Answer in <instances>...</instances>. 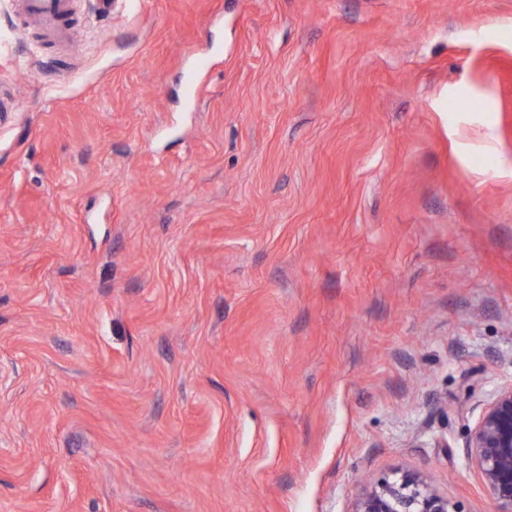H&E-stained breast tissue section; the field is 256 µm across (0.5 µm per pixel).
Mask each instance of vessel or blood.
<instances>
[{
	"instance_id": "b4317fda",
	"label": "vessel or blood",
	"mask_w": 512,
	"mask_h": 512,
	"mask_svg": "<svg viewBox=\"0 0 512 512\" xmlns=\"http://www.w3.org/2000/svg\"><path fill=\"white\" fill-rule=\"evenodd\" d=\"M16 10L38 34L36 48L60 46L76 31L71 0H19Z\"/></svg>"
}]
</instances>
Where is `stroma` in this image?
I'll use <instances>...</instances> for the list:
<instances>
[{
	"label": "stroma",
	"mask_w": 512,
	"mask_h": 512,
	"mask_svg": "<svg viewBox=\"0 0 512 512\" xmlns=\"http://www.w3.org/2000/svg\"><path fill=\"white\" fill-rule=\"evenodd\" d=\"M78 12L39 54L0 0V512H494L512 0ZM496 512L512 511V383L497 389L469 428L466 446ZM351 512H460L448 496L437 492L427 475L419 471H396L363 487Z\"/></svg>",
	"instance_id": "stroma-1"
}]
</instances>
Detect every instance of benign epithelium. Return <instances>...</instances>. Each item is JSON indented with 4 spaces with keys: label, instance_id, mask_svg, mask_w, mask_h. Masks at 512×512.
<instances>
[{
    "label": "benign epithelium",
    "instance_id": "benign-epithelium-1",
    "mask_svg": "<svg viewBox=\"0 0 512 512\" xmlns=\"http://www.w3.org/2000/svg\"><path fill=\"white\" fill-rule=\"evenodd\" d=\"M467 453L496 512H512V383L497 389L469 428ZM351 512H459L455 503L437 492L427 475L396 471L363 487Z\"/></svg>",
    "mask_w": 512,
    "mask_h": 512
}]
</instances>
